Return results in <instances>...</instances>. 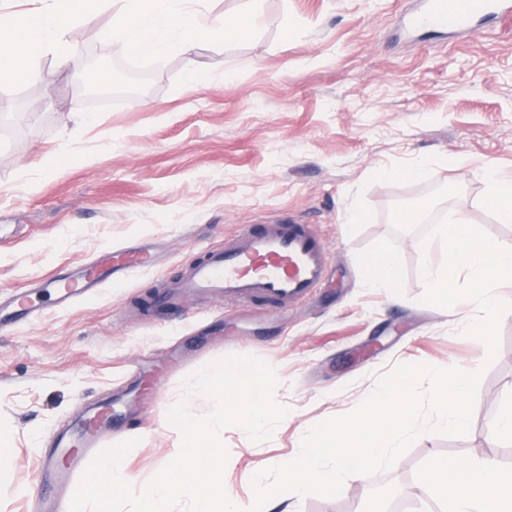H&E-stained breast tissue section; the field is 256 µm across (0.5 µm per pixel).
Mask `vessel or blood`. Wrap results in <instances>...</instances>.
<instances>
[{"label":"vessel or blood","instance_id":"b4317fda","mask_svg":"<svg viewBox=\"0 0 512 512\" xmlns=\"http://www.w3.org/2000/svg\"><path fill=\"white\" fill-rule=\"evenodd\" d=\"M429 2L425 21L451 32L465 30L474 19L503 14L512 7V0ZM326 262L325 246L310 225L264 224L245 228L235 241L208 250L185 271L177 289L183 295L220 296L228 304L259 303L287 310L320 286ZM152 263V254L141 246L105 251L97 261L84 264L76 273L15 295L12 316L41 317L46 298H54L59 304L79 296L88 298L93 289L106 285L114 274H127ZM86 422L78 442L90 449L113 425L111 405H103Z\"/></svg>","mask_w":512,"mask_h":512}]
</instances>
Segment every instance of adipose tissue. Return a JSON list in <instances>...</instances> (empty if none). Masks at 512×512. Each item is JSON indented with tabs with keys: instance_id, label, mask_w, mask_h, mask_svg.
Segmentation results:
<instances>
[{
	"instance_id": "1",
	"label": "adipose tissue",
	"mask_w": 512,
	"mask_h": 512,
	"mask_svg": "<svg viewBox=\"0 0 512 512\" xmlns=\"http://www.w3.org/2000/svg\"><path fill=\"white\" fill-rule=\"evenodd\" d=\"M99 2L44 0L33 14L1 23L0 80L18 83L32 79L35 62L45 53L69 62L75 50L69 19L90 15ZM260 21L256 4L210 26L184 0H122L112 11L106 35L119 52L129 56H157L178 47L186 60L185 82L195 85L203 79L195 60L200 39L246 42L255 37ZM421 488L438 512H512V469L491 461L433 458Z\"/></svg>"
}]
</instances>
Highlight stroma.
I'll list each match as a JSON object with an SVG mask.
<instances>
[{"mask_svg":"<svg viewBox=\"0 0 512 512\" xmlns=\"http://www.w3.org/2000/svg\"><path fill=\"white\" fill-rule=\"evenodd\" d=\"M417 0H262L263 24L245 43L201 41L204 83L185 85L179 50L143 58L147 85L134 97L92 98L78 62L38 61L32 105L0 109V303L17 290L75 270L106 248L144 245L159 264L106 284L92 300L50 308L0 330V512H30L41 496L75 483L41 484L43 457L74 434L88 406L116 402L126 416L100 440H126L124 458L143 486L173 458L180 432L167 420L182 381L227 354L252 355L279 376L289 415L270 441L224 431V484L238 503L258 470L296 456L304 432L353 409L392 364L476 368L479 341L462 336L478 310L418 304L417 232H395L393 204L460 185L437 214H462L512 244L485 201L486 171L512 177V16L458 35L406 34ZM71 157L50 161L63 149ZM431 164L434 177H388ZM365 219L347 223L352 210ZM309 224L327 247L323 283L285 312L191 297L155 305L157 288L206 250L252 224ZM385 248L399 267L394 295L372 287L360 261ZM512 403V314L496 363L484 375L462 438L426 435L391 471L350 478L335 498L280 496L273 512H359L369 492L395 487L410 512H432L420 484L434 457L500 459L488 433Z\"/></svg>","mask_w":512,"mask_h":512,"instance_id":"obj_1","label":"stroma"}]
</instances>
